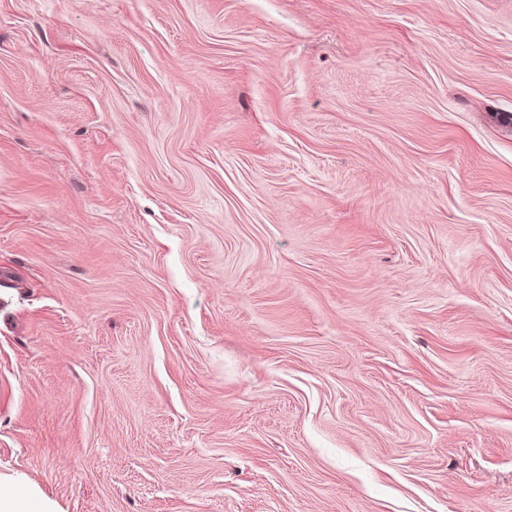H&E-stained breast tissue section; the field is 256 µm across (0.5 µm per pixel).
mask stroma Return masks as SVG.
<instances>
[{"label": "stroma", "instance_id": "obj_1", "mask_svg": "<svg viewBox=\"0 0 512 512\" xmlns=\"http://www.w3.org/2000/svg\"><path fill=\"white\" fill-rule=\"evenodd\" d=\"M12 480L512 512V0H0Z\"/></svg>", "mask_w": 512, "mask_h": 512}]
</instances>
